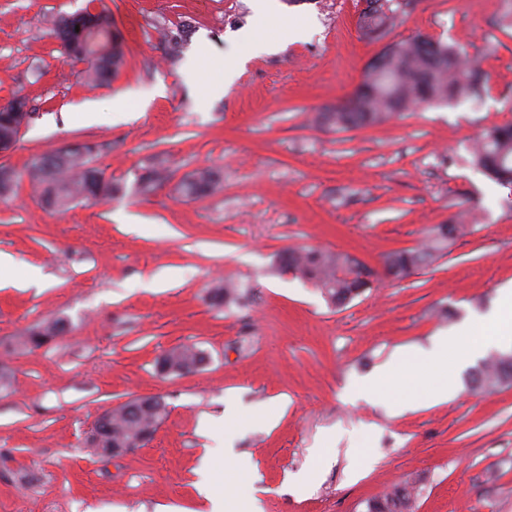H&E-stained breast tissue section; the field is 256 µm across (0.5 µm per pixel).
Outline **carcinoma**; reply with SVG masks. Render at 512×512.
I'll return each instance as SVG.
<instances>
[{
	"instance_id": "carcinoma-1",
	"label": "carcinoma",
	"mask_w": 512,
	"mask_h": 512,
	"mask_svg": "<svg viewBox=\"0 0 512 512\" xmlns=\"http://www.w3.org/2000/svg\"><path fill=\"white\" fill-rule=\"evenodd\" d=\"M360 17L365 36H385L398 18L412 10L414 0H366ZM69 60L84 65L82 73L90 82H112L126 61L121 31L112 12L89 11L60 17L53 30ZM482 84L480 70L464 63V52L423 35L399 40L387 46L370 63L349 101L330 112L321 113V122L338 130H352L383 123L423 106L458 103L478 95ZM27 100L13 97L0 107V142L16 145L18 124L28 114ZM95 153L87 144L67 146L33 157L21 170L0 167V197L13 191L12 181L28 178L39 202L47 209L66 211L79 198L106 199L120 192L119 183L105 176L94 164ZM472 164L501 183L512 184V124L487 130L472 152ZM166 178L162 155L138 176L143 193L148 194ZM223 172L205 167L183 179L180 191L190 198H202L220 189ZM465 224H436L425 231L423 243L414 249H397L382 254L385 277L403 280L421 273L446 255L449 245L467 233ZM279 271L292 270L293 276L318 288L328 305L340 310L381 281L369 265L347 253L321 249L288 248L277 259ZM238 288L218 284L211 290L214 304L229 306L239 302ZM61 319H50L19 337L17 344L32 351L64 332ZM206 360L194 344H183L157 361L162 374H182L196 370ZM512 381V354L492 356L481 363L472 378L473 387L493 393ZM134 413L112 412L108 423L95 420L99 440L92 441L93 452L123 448L142 431L161 420L165 406L141 400ZM419 480L392 487L367 503V512H414Z\"/></svg>"
}]
</instances>
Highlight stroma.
I'll list each match as a JSON object with an SVG mask.
<instances>
[{"instance_id":"obj_1","label":"stroma","mask_w":512,"mask_h":512,"mask_svg":"<svg viewBox=\"0 0 512 512\" xmlns=\"http://www.w3.org/2000/svg\"><path fill=\"white\" fill-rule=\"evenodd\" d=\"M507 0H416L387 39L359 29L364 0H275L288 18L256 26L254 0H0V105L27 98L32 116L0 166L89 143L120 183L107 200L58 213L28 181L0 198V512H210L236 494L224 455L254 463L259 512H367L384 487L421 479L415 512H512V384L471 388L402 410L360 385L397 352L428 346L486 313L512 282V185L471 164L481 134L512 123V25ZM110 10L127 45L111 84L86 85L52 35L62 15ZM189 25L178 57L164 34ZM252 30L269 50L251 52ZM415 34L482 58L481 101L406 113L354 130L316 122L353 94L387 41ZM240 65L220 97L214 62ZM124 117L110 113L113 100ZM99 108L81 120L85 105ZM164 154L168 177L141 194L137 177ZM224 170L212 195L177 190L198 168ZM463 211L472 232L422 274L384 281L342 310L311 284L279 273L289 247L348 253L372 267L416 247L428 227ZM137 221L121 223L119 214ZM247 297L213 305L216 282ZM65 336L39 349L16 337L48 318ZM193 343L198 370L160 376L155 361ZM157 398L154 438L124 455H94V420L119 403Z\"/></svg>"}]
</instances>
